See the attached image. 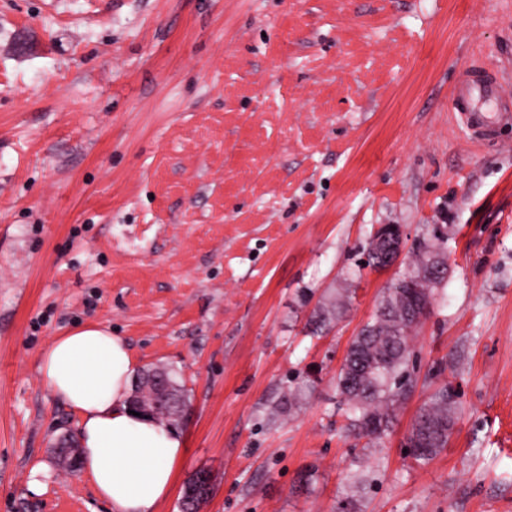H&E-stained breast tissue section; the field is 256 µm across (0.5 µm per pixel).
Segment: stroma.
I'll use <instances>...</instances> for the list:
<instances>
[{
    "mask_svg": "<svg viewBox=\"0 0 512 512\" xmlns=\"http://www.w3.org/2000/svg\"><path fill=\"white\" fill-rule=\"evenodd\" d=\"M475 58L512 86V0H0V512H111L60 462L77 416L39 374L85 323L187 396L159 512L201 471L200 512H512V127L479 142L452 111ZM383 224L404 250L375 270ZM431 242L417 384L368 445L336 375ZM443 386L458 418L419 463ZM456 407L454 394L444 386L436 391L423 404L407 434V441L426 440L425 446L410 448V454L417 462L427 463L438 456L447 447L448 437L456 422ZM428 435L425 437L424 431Z\"/></svg>",
    "mask_w": 512,
    "mask_h": 512,
    "instance_id": "obj_1",
    "label": "stroma"
}]
</instances>
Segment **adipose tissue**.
I'll list each match as a JSON object with an SVG mask.
<instances>
[{"mask_svg":"<svg viewBox=\"0 0 512 512\" xmlns=\"http://www.w3.org/2000/svg\"><path fill=\"white\" fill-rule=\"evenodd\" d=\"M135 370L126 340L101 323L56 337L39 366L48 388L77 414L82 471L112 512H158L185 454L184 435L132 415Z\"/></svg>","mask_w":512,"mask_h":512,"instance_id":"obj_1","label":"adipose tissue"}]
</instances>
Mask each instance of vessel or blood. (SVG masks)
Returning a JSON list of instances; mask_svg holds the SVG:
<instances>
[{"label": "vessel or blood", "instance_id": "1", "mask_svg": "<svg viewBox=\"0 0 512 512\" xmlns=\"http://www.w3.org/2000/svg\"><path fill=\"white\" fill-rule=\"evenodd\" d=\"M451 100L463 125L477 139L497 141L500 130L512 126V94L481 62L471 63L462 72Z\"/></svg>", "mask_w": 512, "mask_h": 512}]
</instances>
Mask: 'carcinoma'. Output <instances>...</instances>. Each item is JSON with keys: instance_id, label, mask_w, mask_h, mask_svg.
Here are the masks:
<instances>
[{"instance_id": "obj_1", "label": "carcinoma", "mask_w": 512, "mask_h": 512, "mask_svg": "<svg viewBox=\"0 0 512 512\" xmlns=\"http://www.w3.org/2000/svg\"><path fill=\"white\" fill-rule=\"evenodd\" d=\"M436 253L425 245L418 250L410 271L397 281H413L417 296L431 303L442 276H435L430 265ZM350 302L349 289L338 293L336 301L319 313L320 322L339 317ZM420 317L410 313L395 287L387 289L377 310L349 346L336 375V387L344 397L349 413V430L355 437L371 441L382 439L391 429L395 409L414 387L409 369V338ZM135 395L152 414L173 420L186 406V396L166 368H150L135 385ZM456 422L454 394L444 386L423 404L407 434V441H425V446L410 449V454L427 463L447 447Z\"/></svg>"}]
</instances>
